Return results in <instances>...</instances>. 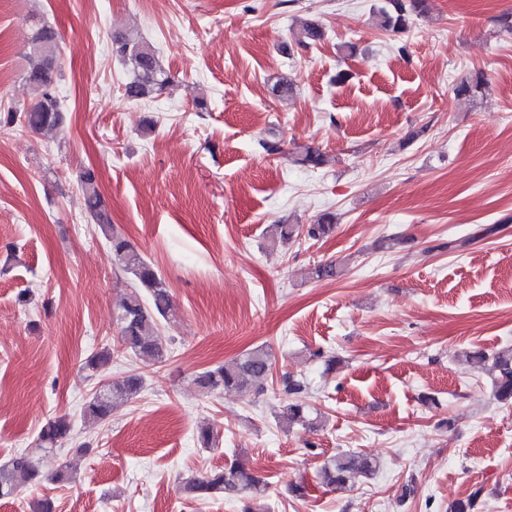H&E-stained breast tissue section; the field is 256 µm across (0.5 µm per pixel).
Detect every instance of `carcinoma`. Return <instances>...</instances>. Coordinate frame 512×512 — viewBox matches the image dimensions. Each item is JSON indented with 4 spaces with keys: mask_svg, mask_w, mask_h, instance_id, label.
Wrapping results in <instances>:
<instances>
[{
    "mask_svg": "<svg viewBox=\"0 0 512 512\" xmlns=\"http://www.w3.org/2000/svg\"><path fill=\"white\" fill-rule=\"evenodd\" d=\"M425 0H386L378 8L379 26L385 30L401 32L410 23V14L423 12ZM31 51L25 82L33 97L27 108L10 109L3 115V124H19L35 133H55L61 126L60 102L53 85L56 68L57 32L42 22H33ZM324 38L320 24L309 22L294 36L300 48H307ZM117 55L133 67V77L125 83L123 96L128 100H140L166 83L164 71L154 48L134 38L124 37L116 46ZM488 82L477 72L461 81L454 88L458 98H473L485 93ZM297 162L310 168L326 163L325 155L312 147L303 149ZM79 181L84 195L85 209L94 223L98 224L111 245L112 264L129 274L134 287L118 302L120 339L124 346L146 363L164 361L166 347L159 332L160 320L172 309V300L160 274L143 255L124 237L112 232V224L99 193L94 172L80 173ZM335 215L321 214L313 223L302 228L310 239L327 236L335 227ZM492 361L494 375L491 391L495 400L505 404L512 401V346L498 350L489 357L478 350L465 355V361L475 369H481ZM271 370V354L263 347H255L215 368L196 375L195 384L203 393L233 389L242 393L260 392ZM144 388L143 377L131 373L95 389L82 409L84 420L102 423L109 419L114 407L121 401L138 396ZM279 420L288 424L310 420L307 409L288 400L281 406ZM72 425L67 415L56 416L42 427L38 439L46 450L58 447L71 434ZM380 469V460L358 452H339L329 457L319 473L320 483L334 490H348L362 478H369ZM44 476L32 457L17 455L0 464V499H10L26 488L42 482ZM191 499L215 496L247 495L243 512H270L263 480L241 462L230 464L184 481L182 487ZM484 488L475 487L464 500L452 506V512H475L482 502Z\"/></svg>",
    "mask_w": 512,
    "mask_h": 512,
    "instance_id": "cac0c4a2",
    "label": "carcinoma"
}]
</instances>
